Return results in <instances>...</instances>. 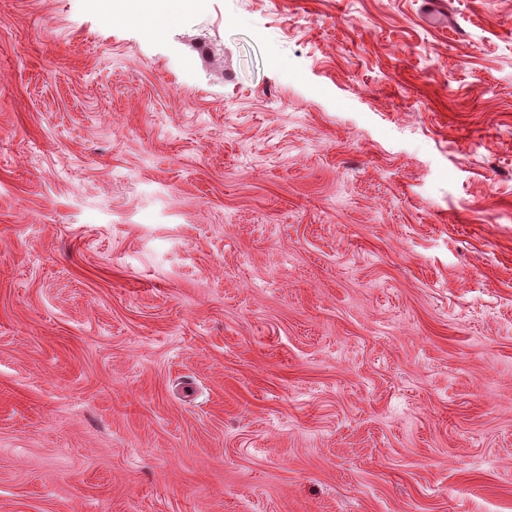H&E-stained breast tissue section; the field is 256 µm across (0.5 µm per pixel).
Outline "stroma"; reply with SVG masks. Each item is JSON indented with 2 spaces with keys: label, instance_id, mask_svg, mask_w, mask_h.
<instances>
[{
  "label": "stroma",
  "instance_id": "obj_1",
  "mask_svg": "<svg viewBox=\"0 0 512 512\" xmlns=\"http://www.w3.org/2000/svg\"><path fill=\"white\" fill-rule=\"evenodd\" d=\"M0 0V512H512V0ZM191 0H123L122 6L143 19L152 22L171 18L182 12Z\"/></svg>",
  "mask_w": 512,
  "mask_h": 512
}]
</instances>
